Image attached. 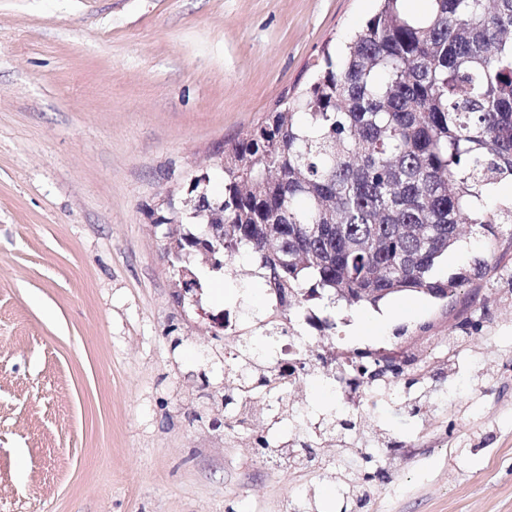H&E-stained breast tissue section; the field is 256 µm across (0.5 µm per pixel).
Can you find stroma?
Returning a JSON list of instances; mask_svg holds the SVG:
<instances>
[{
	"label": "stroma",
	"instance_id": "35a3bbf8",
	"mask_svg": "<svg viewBox=\"0 0 512 512\" xmlns=\"http://www.w3.org/2000/svg\"><path fill=\"white\" fill-rule=\"evenodd\" d=\"M376 0H0V512H343L336 460L257 458L221 427L225 322L272 311L254 264L202 269L179 293L168 196L225 141L310 81ZM439 299L362 305L318 346L414 355L419 416L368 405L405 441L368 512H512V224L465 232Z\"/></svg>",
	"mask_w": 512,
	"mask_h": 512
}]
</instances>
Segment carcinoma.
<instances>
[{"label": "carcinoma", "mask_w": 512, "mask_h": 512, "mask_svg": "<svg viewBox=\"0 0 512 512\" xmlns=\"http://www.w3.org/2000/svg\"><path fill=\"white\" fill-rule=\"evenodd\" d=\"M336 62L325 53L303 90L224 143L222 190L192 181L193 204L168 202V251L221 270L243 256L280 309L263 324L274 344L291 311L319 300L332 309L375 305L399 293L451 297L467 281L434 277L463 225L512 224V199L491 208V190L512 182V0H426L421 18L404 0H380ZM208 226L224 237L215 253ZM329 227L317 233L315 226ZM239 344L225 363L224 405L249 413L287 370H264ZM372 379L406 376L400 362L373 360ZM292 462H314L319 442L294 405ZM357 422L332 418L324 440Z\"/></svg>", "instance_id": "cac0c4a2"}]
</instances>
